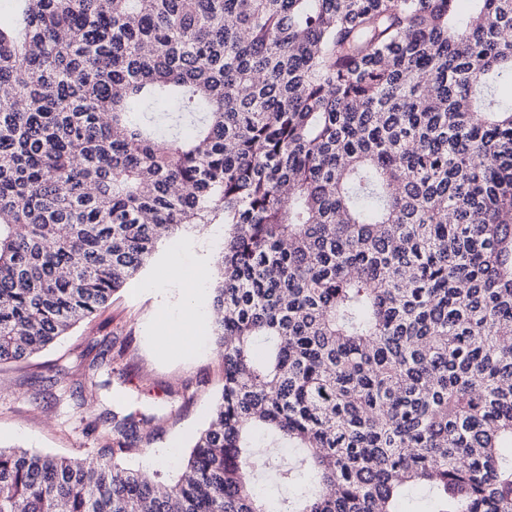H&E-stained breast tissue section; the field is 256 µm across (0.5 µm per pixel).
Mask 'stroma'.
I'll return each mask as SVG.
<instances>
[{
	"label": "stroma",
	"mask_w": 512,
	"mask_h": 512,
	"mask_svg": "<svg viewBox=\"0 0 512 512\" xmlns=\"http://www.w3.org/2000/svg\"><path fill=\"white\" fill-rule=\"evenodd\" d=\"M179 251L186 271L204 264L211 308L218 247L190 225L164 239L142 273L127 283L90 323L75 328L39 355L0 364V449H27L84 459L107 441V412L151 417L149 437L128 464L174 474L178 459L208 423L224 383L211 328L196 349H169L179 328L180 291L153 289L165 260Z\"/></svg>",
	"instance_id": "35a3bbf8"
}]
</instances>
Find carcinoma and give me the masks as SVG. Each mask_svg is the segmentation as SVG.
<instances>
[{"instance_id": "carcinoma-1", "label": "carcinoma", "mask_w": 512, "mask_h": 512, "mask_svg": "<svg viewBox=\"0 0 512 512\" xmlns=\"http://www.w3.org/2000/svg\"><path fill=\"white\" fill-rule=\"evenodd\" d=\"M0 363L223 213L224 385L166 489L0 450V512H512V0H12ZM271 477L273 504L257 490Z\"/></svg>"}]
</instances>
